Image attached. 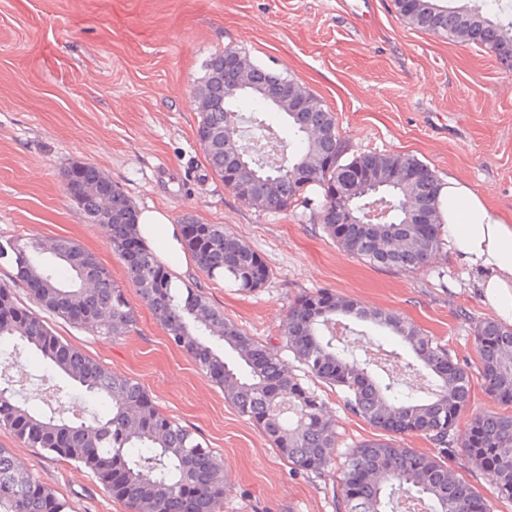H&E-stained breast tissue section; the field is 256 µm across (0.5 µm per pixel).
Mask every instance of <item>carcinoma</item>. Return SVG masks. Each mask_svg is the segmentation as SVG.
<instances>
[{
  "label": "carcinoma",
  "mask_w": 512,
  "mask_h": 512,
  "mask_svg": "<svg viewBox=\"0 0 512 512\" xmlns=\"http://www.w3.org/2000/svg\"><path fill=\"white\" fill-rule=\"evenodd\" d=\"M446 0H394L397 13L414 29L452 42L482 45L512 67V17L495 22L480 8H450ZM233 56L218 52L204 64L197 81V137L209 170L224 179V165L243 153L232 130L241 119L240 103L250 102V121L271 128L270 114L282 117L288 136L277 165L262 160L242 171L235 188L248 186V203L262 211L317 206L323 232L348 256L400 272L416 273L436 258L444 242L439 212L441 180L420 160L405 154L358 153L345 157L336 115L320 103L295 120L270 105L265 94L282 76L257 64L250 68V93L224 99V67ZM334 160L330 168L319 159ZM374 179L364 185L360 173ZM72 198L92 224L110 227L112 251L124 261L129 282L164 323L170 340L186 349L199 370L224 391V399L273 443L294 467L319 473L331 465L329 448L336 423L317 390L318 381L343 396L346 408L362 418L377 437L349 449L339 473L342 512H409L417 500L423 512H493L494 506L451 465L457 456L494 473L496 500L512 502V414L486 411L462 421L470 402V374L448 349L421 328L381 309L367 310L354 300L319 292L291 308L280 328L281 345L269 347L224 318L197 288L176 282L137 233V211L124 191L101 208L110 180L96 167L78 163L67 170ZM338 182L353 184L348 204L328 201ZM320 188L322 200L307 195ZM379 199L387 214L368 224L347 223L346 210L359 211ZM185 248L213 280L253 292L271 278L265 260L222 224L182 225ZM0 258L10 259L16 278L43 311L88 330L103 327L125 336L135 316L124 288L95 254L73 239L0 240ZM370 323L395 339L374 338L387 368L377 358L356 356L336 326L353 332L350 322ZM477 370L485 392L499 406L512 407V325L483 319L474 326ZM12 344L38 354L81 393L111 404L112 413L87 422L64 417L65 409L35 411L18 399L0 376V427L23 443L56 459L89 469L112 497L131 512H222V464L188 429L163 413L137 380L118 375L52 333L44 320L22 305L13 285L0 282V346ZM299 363L292 372L281 353ZM427 379L426 397L402 388L393 369ZM465 423L464 442L454 432ZM425 436L437 452L424 454L400 446L396 436ZM69 502L27 473L18 459L0 448V512H69Z\"/></svg>",
  "instance_id": "1"
}]
</instances>
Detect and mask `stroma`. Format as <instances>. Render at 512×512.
I'll return each instance as SVG.
<instances>
[{"instance_id":"35a3bbf8","label":"stroma","mask_w":512,"mask_h":512,"mask_svg":"<svg viewBox=\"0 0 512 512\" xmlns=\"http://www.w3.org/2000/svg\"><path fill=\"white\" fill-rule=\"evenodd\" d=\"M293 78L335 113L351 153L408 154L455 175L512 222V69L490 49L409 27L393 0H0V236L69 237L120 285L123 261L104 225L66 190L76 163L97 167L134 206L173 223L221 224L270 266L241 293L190 266L184 279L238 327L275 345L290 306L324 290L391 309L476 365L472 324L494 317L480 271L444 247L407 274L348 257L314 210L258 211L209 171L196 140L193 88L224 48ZM136 330L112 336L56 317L50 329L113 372L141 382L158 408L224 461V512H340L338 476L292 468L223 390L176 347L128 291ZM334 459L374 438L339 395ZM0 447L69 500L73 512H129L90 470L47 457L0 427Z\"/></svg>"}]
</instances>
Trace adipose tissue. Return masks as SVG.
Listing matches in <instances>:
<instances>
[{
    "instance_id": "adipose-tissue-1",
    "label": "adipose tissue",
    "mask_w": 512,
    "mask_h": 512,
    "mask_svg": "<svg viewBox=\"0 0 512 512\" xmlns=\"http://www.w3.org/2000/svg\"><path fill=\"white\" fill-rule=\"evenodd\" d=\"M440 210L460 259L485 272L478 284L480 295L502 322L512 325V224L497 217L484 196L454 176L443 182ZM137 229L144 241L157 246L158 257L175 276L188 271L180 228L165 212H140Z\"/></svg>"
}]
</instances>
